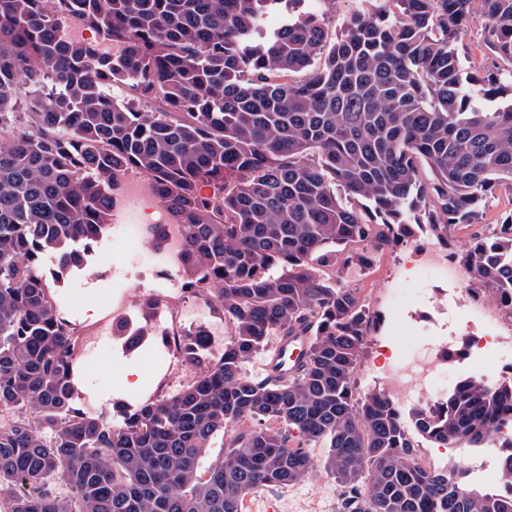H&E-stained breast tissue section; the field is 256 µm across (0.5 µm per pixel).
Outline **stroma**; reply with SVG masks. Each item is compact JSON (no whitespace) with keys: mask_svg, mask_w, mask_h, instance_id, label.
<instances>
[{"mask_svg":"<svg viewBox=\"0 0 512 512\" xmlns=\"http://www.w3.org/2000/svg\"><path fill=\"white\" fill-rule=\"evenodd\" d=\"M153 253V247L146 243L123 248L107 239L94 250L93 275H73L52 286L61 302V312L81 326L83 342L99 341V353L112 357V365L108 368L101 365L99 354H88L85 349L80 350L77 359L85 370L81 400L105 417L112 414L113 400L125 398L136 403L155 394L157 388L175 390L184 376L180 370L169 375L164 373L159 364L165 353L161 337H153L149 344L132 352L125 350L123 336L112 334L100 339L94 336L96 325L101 320L109 322L120 318L134 325L141 322L139 297L147 293L160 295V288L130 280L123 303H116L112 297V269L135 262L149 263ZM423 261L424 256L416 242L405 239L378 254L369 270L348 278V285L356 288L370 309L380 315L378 336H391L396 332L392 313L386 304L389 289L404 287L406 279L413 276ZM429 295V303L412 307L416 321L431 317L437 323L455 325L463 320L467 294L455 292L452 285L440 282L432 284ZM133 366L138 368L143 379V387L137 392L124 388L127 372ZM269 499L279 502L280 512H340L341 505L340 489L335 479L320 467L300 483L250 494L245 500L244 512H264V504Z\"/></svg>","mask_w":512,"mask_h":512,"instance_id":"35a3bbf8","label":"stroma"}]
</instances>
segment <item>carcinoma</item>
<instances>
[{"label": "carcinoma", "mask_w": 512, "mask_h": 512, "mask_svg": "<svg viewBox=\"0 0 512 512\" xmlns=\"http://www.w3.org/2000/svg\"><path fill=\"white\" fill-rule=\"evenodd\" d=\"M363 2L331 42L320 0H0L9 512H243L251 492L308 477L313 448L342 512H512L511 493L469 488L465 467L419 466L410 438L487 447L512 379L463 378L437 412L358 393L380 317L345 281L417 228L448 244L512 184V0ZM475 9L482 74L459 53ZM63 16L96 37L72 39ZM131 174L180 225L182 286L228 335L216 361L185 340L179 388L105 419L78 403L80 328L45 261L57 281L87 268ZM462 261L475 295L512 302V210ZM272 336L306 337L285 382L243 370Z\"/></svg>", "instance_id": "obj_1"}]
</instances>
